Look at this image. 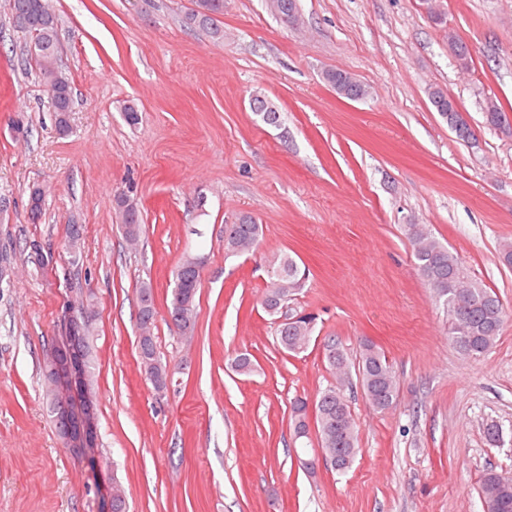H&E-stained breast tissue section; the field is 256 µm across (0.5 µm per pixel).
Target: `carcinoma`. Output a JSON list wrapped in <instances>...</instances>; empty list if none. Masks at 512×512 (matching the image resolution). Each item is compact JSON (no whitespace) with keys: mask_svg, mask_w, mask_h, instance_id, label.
Listing matches in <instances>:
<instances>
[{"mask_svg":"<svg viewBox=\"0 0 512 512\" xmlns=\"http://www.w3.org/2000/svg\"><path fill=\"white\" fill-rule=\"evenodd\" d=\"M267 7L285 24L294 25L299 20L298 0H271ZM10 10L13 18L24 20L28 28L37 33L44 55H31L29 59L47 90L56 92L52 107L61 115L58 126L64 131L68 129L67 115L72 111L71 80L64 70H53L44 63L58 52L56 15L51 11L48 0H10ZM223 15L224 0H194V8L187 14V20L190 25L220 39L224 37L220 20ZM448 49L457 67H470L472 58L468 46L451 30L448 31ZM323 79L347 99L354 97L361 100L369 95L366 85L344 71L328 69L323 72ZM429 100L459 141L471 149L478 148L475 130L462 119L456 111L457 104L447 93L432 89ZM250 107L264 123L272 126L280 124L281 112L266 96L253 95ZM116 208L125 238L136 240L132 227L143 229L137 208L124 197L117 199ZM402 229L419 272L446 309L452 345L467 357L486 353L495 344L504 323V310L499 297L484 284L466 275L457 256L436 240L426 225L405 224ZM261 233V225L252 216L242 215L236 223L225 225L224 251L233 256L249 255L257 249ZM267 270L276 274L277 280L267 282L262 306L276 325V343L290 354H300L310 345L315 317L305 314L291 320L280 318V314L283 307L305 288L309 271L288 253L274 254L268 258ZM174 285L167 306L168 320L176 328L186 331L195 323V302L201 279L196 277L193 270L180 264L174 272ZM137 306L139 364L145 372L154 375L151 383L156 387L165 382L170 365L158 354L152 332L157 311L151 284L145 283L139 288ZM80 332L84 386L92 391L89 325L83 324ZM325 358L333 373L348 374L350 359L336 344L327 346ZM357 372L367 403L379 411L390 408L398 394L397 378L385 355L373 344L363 345L357 361ZM44 377L47 395L51 399V412L54 413L59 389L53 380L49 353L44 360ZM316 425L321 449L341 457L339 465L332 467V470L339 474L347 472L359 452L358 429L340 387L331 385L320 393L316 401ZM481 493L488 512H512V475L493 468L486 470L481 479ZM110 512H126V494L116 480L112 482Z\"/></svg>","mask_w":512,"mask_h":512,"instance_id":"obj_1","label":"carcinoma"}]
</instances>
